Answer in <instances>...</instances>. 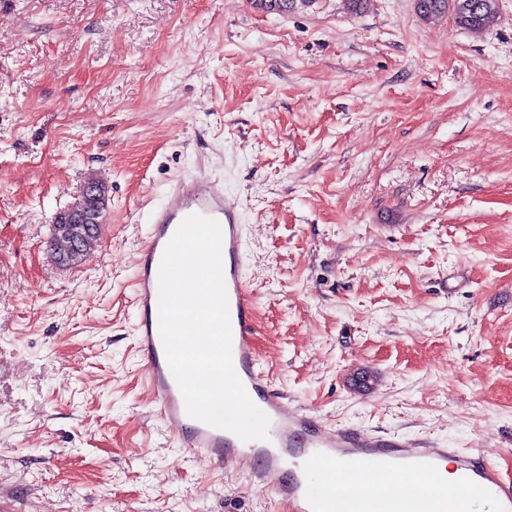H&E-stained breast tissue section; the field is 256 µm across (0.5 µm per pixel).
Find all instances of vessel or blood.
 <instances>
[{
  "label": "vessel or blood",
  "instance_id": "1",
  "mask_svg": "<svg viewBox=\"0 0 512 512\" xmlns=\"http://www.w3.org/2000/svg\"><path fill=\"white\" fill-rule=\"evenodd\" d=\"M199 214L222 231V264L232 328L235 370L253 403L270 419L269 437L244 441L230 431L191 418L170 369L159 334V268L180 223ZM246 243L238 211L223 188L199 177L178 182L150 214L135 277L138 350L146 365L148 388L159 416L172 424L177 444L215 465L228 459L249 462L255 480L266 485L285 512H334L323 491V473L343 481L365 471L384 491L364 498L367 512H393V494L405 483L429 477L441 460L454 458L460 499L437 497L425 512H512V478L479 453L457 454L433 441L382 436L353 427H328L302 409H289L257 355L256 297L245 273Z\"/></svg>",
  "mask_w": 512,
  "mask_h": 512
}]
</instances>
